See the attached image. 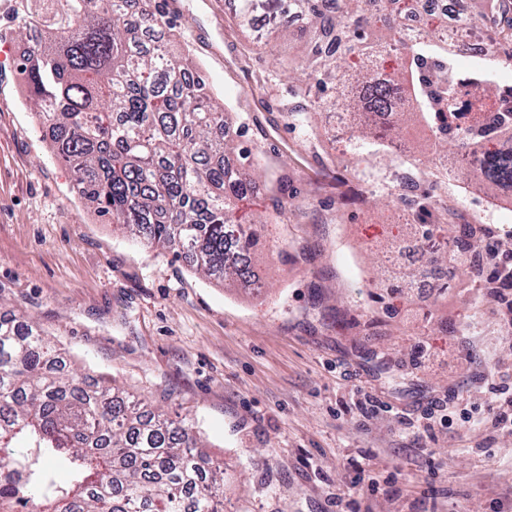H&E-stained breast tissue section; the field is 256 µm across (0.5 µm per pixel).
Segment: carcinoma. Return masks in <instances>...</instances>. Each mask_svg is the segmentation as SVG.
I'll return each instance as SVG.
<instances>
[{"instance_id":"1","label":"carcinoma","mask_w":512,"mask_h":512,"mask_svg":"<svg viewBox=\"0 0 512 512\" xmlns=\"http://www.w3.org/2000/svg\"><path fill=\"white\" fill-rule=\"evenodd\" d=\"M420 0H233L232 14L253 49L272 38L302 47L305 81L356 116L348 141L370 158L390 160L404 124L438 146L469 153L476 139L512 143V27L487 44L485 57L456 67L461 44L448 39V16L418 38L404 20ZM480 25L505 0H472ZM44 29L21 61L46 137L71 167L74 187L97 214L149 248L186 257L204 276L259 288L251 269L256 238L237 223L236 203L255 177L224 164L234 152L224 110L190 54L172 55L148 38L171 40L172 24L152 0H60L48 18L20 17V34ZM399 51L391 71L374 64ZM493 99L473 125H451L461 89ZM479 178L493 197L512 185V153L490 154ZM444 178L415 195L413 235L433 243L448 231L439 206ZM485 228L459 225V252L476 251ZM500 252L486 283L512 287V263ZM205 447L189 415L168 417L151 399L103 378L93 386L67 363L65 349L38 324L0 316V471L18 480L0 489V512L32 504L34 512H223L224 463ZM71 458L74 477L57 482L49 461Z\"/></svg>"}]
</instances>
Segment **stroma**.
<instances>
[{"label": "stroma", "instance_id": "obj_1", "mask_svg": "<svg viewBox=\"0 0 512 512\" xmlns=\"http://www.w3.org/2000/svg\"><path fill=\"white\" fill-rule=\"evenodd\" d=\"M159 2L235 114V164L263 149L237 208L257 225L264 292L209 280L90 210L43 138L16 51L19 13L51 0H0V40L15 48L0 61V311L32 316L86 373L194 418L224 462L223 512H512V432L488 410L512 383V317L452 257L442 301L390 296L401 269H376L409 212L359 179L366 203L340 204L336 178L357 155L324 117L288 116L313 95L294 78L298 50L250 51L228 0ZM283 177L287 222L257 224ZM448 202L457 224L496 205L489 242L512 251V201Z\"/></svg>", "mask_w": 512, "mask_h": 512}]
</instances>
